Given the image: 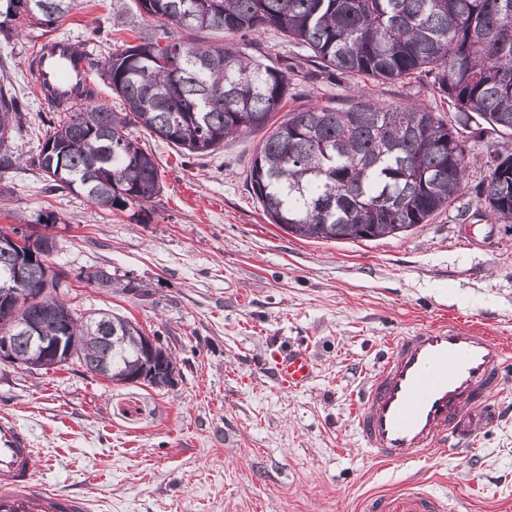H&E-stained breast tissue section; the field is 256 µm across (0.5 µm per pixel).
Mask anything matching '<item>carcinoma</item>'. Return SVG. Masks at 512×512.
I'll return each mask as SVG.
<instances>
[{"label":"carcinoma","instance_id":"1","mask_svg":"<svg viewBox=\"0 0 512 512\" xmlns=\"http://www.w3.org/2000/svg\"><path fill=\"white\" fill-rule=\"evenodd\" d=\"M152 20L189 31L229 35L274 30L301 44L319 65L374 81L417 72L457 111V123L507 135L488 160L477 195L487 217L512 224V0H138ZM75 0H0V38L25 15L47 28ZM123 104L114 112L80 105L48 119L31 164L50 191L84 194L107 210L142 206L161 191L152 154L129 128L140 126L183 155L210 154L224 140L265 131L247 178L270 223L299 239L375 241L399 237L450 207L466 177L465 145L441 115L422 104L385 106L357 99L346 109L313 105L275 119L288 97V69L231 46L171 42L166 36L97 60ZM21 107L0 84V172L15 167L9 139ZM35 256L0 248V282L26 266L35 288L18 307L0 303V332L21 322L54 336L67 324L70 360L116 384L136 361L144 331L118 314L78 315L58 295L63 274L47 265L52 237L34 240ZM86 281L114 286L96 269ZM105 321L103 340L90 328Z\"/></svg>","mask_w":512,"mask_h":512}]
</instances>
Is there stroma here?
I'll return each instance as SVG.
<instances>
[{
  "label": "stroma",
  "mask_w": 512,
  "mask_h": 512,
  "mask_svg": "<svg viewBox=\"0 0 512 512\" xmlns=\"http://www.w3.org/2000/svg\"><path fill=\"white\" fill-rule=\"evenodd\" d=\"M15 27L13 39L0 40V82L24 120L10 142L19 162L0 174V226L47 229L57 244L50 261L65 275L58 296L78 314L105 309L139 323L175 363L162 389L115 384L75 362L50 371L0 363V417L30 436L44 487L89 497L92 512H370L378 498L512 512V360L498 394L502 419L477 425L472 449L383 465L362 448L352 415L383 349L432 321L465 317L512 348V226L485 217L475 193L496 132L466 137L459 206L468 220L452 206L400 238L302 240L269 223L247 187L258 132L185 156L137 130L161 191L109 211L79 192L48 191L31 165L54 108L37 98L24 67L43 29L25 17ZM163 31L276 58L291 78L289 111L344 108L360 92L455 119L431 77L383 84L334 73L275 31L163 28L136 0H76L55 34L101 58ZM99 267L116 287L86 282ZM129 280L148 297L122 292ZM290 349L316 362L299 389L272 376L274 356Z\"/></svg>",
  "instance_id": "1"
}]
</instances>
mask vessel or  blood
<instances>
[{
    "mask_svg": "<svg viewBox=\"0 0 512 512\" xmlns=\"http://www.w3.org/2000/svg\"><path fill=\"white\" fill-rule=\"evenodd\" d=\"M25 66L38 96L65 107L84 101L91 87L83 59L68 39L46 40ZM507 364L504 345L461 320L436 322L397 337L359 396V441L376 461L405 464L431 450L470 446L477 424L499 420L498 395ZM315 362L303 351L278 353L273 373L297 389L313 377ZM29 436L0 419V512H89L88 497L64 496L43 487Z\"/></svg>",
    "mask_w": 512,
    "mask_h": 512,
    "instance_id": "1",
    "label": "vessel or blood"
}]
</instances>
